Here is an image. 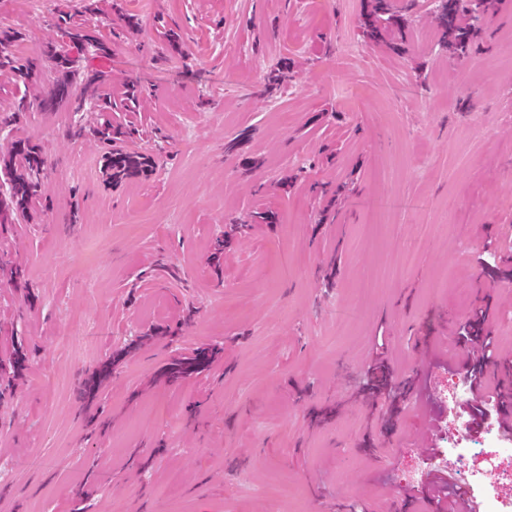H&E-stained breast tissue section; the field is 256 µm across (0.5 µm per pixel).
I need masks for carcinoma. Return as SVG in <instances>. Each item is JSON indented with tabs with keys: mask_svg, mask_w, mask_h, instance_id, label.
Listing matches in <instances>:
<instances>
[{
	"mask_svg": "<svg viewBox=\"0 0 512 512\" xmlns=\"http://www.w3.org/2000/svg\"><path fill=\"white\" fill-rule=\"evenodd\" d=\"M416 0H404L400 7H395L394 0H369L366 11L360 18V34L367 43H378L382 38L381 21L390 22L399 32L409 28V13L413 10ZM469 0H437L434 6V17L440 33L439 42L449 46L454 52L464 54L472 46L474 36L482 31L479 16L475 12L486 13L488 0H476L475 9L468 7ZM61 37L75 45L84 46L101 55L110 53L108 44L100 40L90 31L79 26L59 27ZM19 36L13 30L0 26V73H9L28 83L37 74L42 63L51 62L62 71V78L53 82L52 86L41 97L31 102L20 98L11 113H0V128L9 127L15 114L25 112L36 105L43 110H52L63 104L73 106L74 112H81L85 107L82 96L74 94V80L82 70L81 58L70 57L61 53V45L55 41L42 44L32 54L24 56L13 50ZM138 81L127 79L126 89L119 98H100L99 108L106 112L118 106L128 107L138 103ZM100 134L112 143V154L108 156L112 179L121 181L129 179L151 166L149 155L136 148L127 146L134 141L138 130L121 123L106 122L101 126ZM46 170V160L41 152L26 142L18 141L11 152L0 159V173L10 182L9 193L0 196V226L18 224L25 218L30 205L38 197L42 179ZM276 213L266 211L253 213L245 219H236L240 227L257 222L275 224ZM211 364V354L198 350L189 356L174 359L163 372L168 380L187 379L206 371ZM110 371V364L102 365L99 370L83 383V395L87 400L96 396L97 389Z\"/></svg>",
	"mask_w": 512,
	"mask_h": 512,
	"instance_id": "1",
	"label": "carcinoma"
}]
</instances>
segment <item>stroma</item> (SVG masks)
<instances>
[{
    "mask_svg": "<svg viewBox=\"0 0 512 512\" xmlns=\"http://www.w3.org/2000/svg\"><path fill=\"white\" fill-rule=\"evenodd\" d=\"M122 4L134 26L112 0L89 22L79 0H0L28 52L58 16L89 23L112 49L87 63L97 95L140 73L128 118L156 161L110 181L96 109L34 107L0 132V156L25 141L48 163L28 222L0 229V358L28 356L0 399V512H398L405 473L448 445L439 391L473 349L457 337L473 309L490 372L512 362V258L485 249L512 235V0L463 57L438 47L430 0L405 52L389 34L356 56L367 0ZM282 64L291 81L264 94ZM255 207L279 223L240 232ZM185 315L84 405L116 349ZM201 346L210 371L159 380ZM381 370L413 386L391 421L365 390Z\"/></svg>",
    "mask_w": 512,
    "mask_h": 512,
    "instance_id": "stroma-1",
    "label": "stroma"
}]
</instances>
